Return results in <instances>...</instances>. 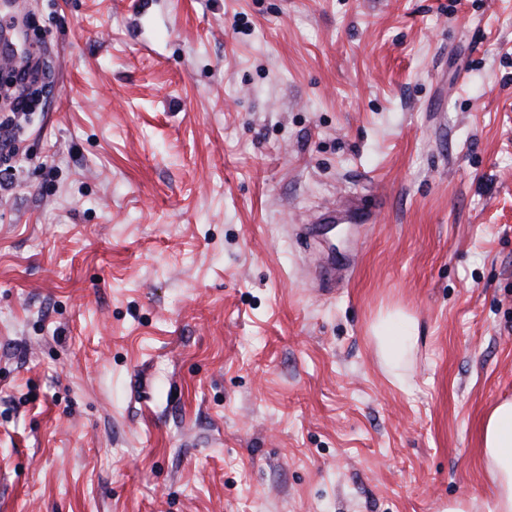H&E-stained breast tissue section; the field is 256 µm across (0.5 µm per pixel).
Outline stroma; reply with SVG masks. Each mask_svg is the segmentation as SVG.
I'll list each match as a JSON object with an SVG mask.
<instances>
[{
  "instance_id": "35a3bbf8",
  "label": "stroma",
  "mask_w": 512,
  "mask_h": 512,
  "mask_svg": "<svg viewBox=\"0 0 512 512\" xmlns=\"http://www.w3.org/2000/svg\"><path fill=\"white\" fill-rule=\"evenodd\" d=\"M130 2L0 5L43 89L0 170V512H487L512 0ZM377 348L388 367L390 375L400 385L405 383L399 370L405 355L417 341V325L412 319L382 318L373 328Z\"/></svg>"
}]
</instances>
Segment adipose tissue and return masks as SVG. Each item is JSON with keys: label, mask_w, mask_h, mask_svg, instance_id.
<instances>
[{"label": "adipose tissue", "mask_w": 512, "mask_h": 512, "mask_svg": "<svg viewBox=\"0 0 512 512\" xmlns=\"http://www.w3.org/2000/svg\"><path fill=\"white\" fill-rule=\"evenodd\" d=\"M377 348L396 382H403L399 369L417 341V325L403 317L380 319L373 328ZM483 455L493 488L489 512H512V400L494 406L483 428Z\"/></svg>", "instance_id": "1"}]
</instances>
